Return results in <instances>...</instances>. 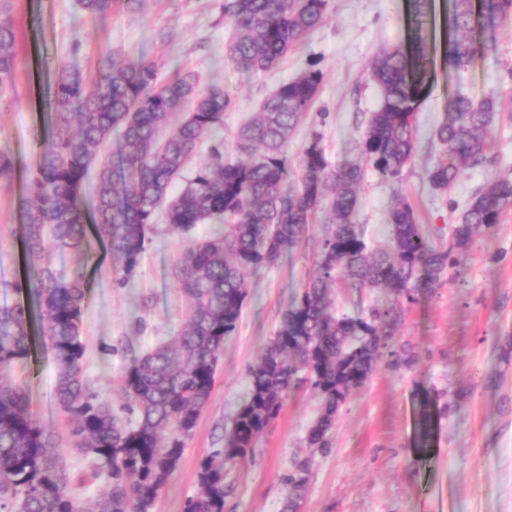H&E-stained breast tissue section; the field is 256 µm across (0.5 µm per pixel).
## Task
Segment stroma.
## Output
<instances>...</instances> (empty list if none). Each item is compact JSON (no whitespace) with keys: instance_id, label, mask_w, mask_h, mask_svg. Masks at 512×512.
Masks as SVG:
<instances>
[{"instance_id":"35a3bbf8","label":"stroma","mask_w":512,"mask_h":512,"mask_svg":"<svg viewBox=\"0 0 512 512\" xmlns=\"http://www.w3.org/2000/svg\"><path fill=\"white\" fill-rule=\"evenodd\" d=\"M222 0H145L134 13L96 18L79 0H11L17 31L15 82L0 106V152L15 165L0 179V305L18 299L12 284L21 275V243L26 169L35 160L36 139L52 131L50 90L59 64L93 75L102 53L126 60L142 58L164 73H198L205 84L224 89L233 102L224 114L218 140L235 158V134L281 83L310 68L324 74L308 118L288 142L299 161L313 137H320L334 163L357 159L367 118L378 103L371 65L383 51L410 45L421 24L434 45L439 0H333L324 22L310 31L269 71L250 73L229 57L233 29L225 23ZM174 38L160 42L157 31ZM78 53H71L72 44ZM487 49L463 77L435 65L427 78L417 118L416 156L403 173L401 190L415 209L424 232L449 239L457 215L449 200L465 202L488 181L512 179V120L494 127L489 164L467 168L459 182L441 194L426 180L438 151L430 137L443 118L456 85L479 97L491 88L512 91V23L497 26ZM393 188L367 172L357 221L377 247L389 238ZM323 221L305 242L279 263L248 280V297L216 372L211 397L185 440L183 455L169 475L155 512H184L198 490L202 457L222 447L229 417L244 400L247 369L259 359L276 332L293 294L317 269ZM181 236L158 220L152 241L125 285L112 255L98 250L89 266L92 281L82 336L84 374L102 397H110L123 365L121 352L147 350L172 340L184 329L188 302L172 270L182 249ZM410 343L415 362L396 368L381 362L368 382L350 393L329 433L326 451L309 448L306 433L317 419L320 398L309 388L293 392L259 438L253 458L227 467L225 512H282L288 496L285 477L293 463L309 459L310 477L299 512H512V209L499 224L480 230L460 257L457 271L444 275L417 304L406 306L395 332ZM34 416L53 431L60 464L82 503L92 505L106 488L86 456L67 438V423L56 402L57 370L49 339L37 344L33 367L15 370ZM423 384L446 409L435 421L432 447H415L416 384Z\"/></svg>"}]
</instances>
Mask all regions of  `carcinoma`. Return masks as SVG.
I'll return each instance as SVG.
<instances>
[{"instance_id":"1","label":"carcinoma","mask_w":512,"mask_h":512,"mask_svg":"<svg viewBox=\"0 0 512 512\" xmlns=\"http://www.w3.org/2000/svg\"><path fill=\"white\" fill-rule=\"evenodd\" d=\"M144 0H81L87 13L105 18L134 12ZM331 0H223L222 12L235 30L230 58L250 72L273 68L288 50L320 25ZM9 9L0 5V98L14 84L16 35ZM512 19V0H455L448 19L444 63L466 69L482 50L475 32L484 22ZM433 60L421 47H396L372 64L379 90L359 143V158L333 164L315 136L299 160L292 183L287 144L311 111L323 73L310 69L282 83L237 133L239 157L213 158L191 183L167 198L170 185L196 155L202 141L224 127L231 98L202 86L199 75L175 70L165 76L144 59L101 55L92 83L67 64L54 81V132L35 142V161L26 171L25 274L12 288L38 308L41 331L51 339L57 367L56 399L69 419L73 447L105 476L106 492L91 509L69 490L59 467L56 440L30 411L25 387L4 382L34 355L33 314L17 301L0 306V512H154L156 501L184 451L185 439L210 399L224 341L236 330L248 296L247 278L276 265L308 237L324 214L326 230L317 274L295 293L279 328L259 361L249 366L243 402L224 433V447L199 464L198 492L184 512H224V470L253 455L258 438L288 395L307 385L321 399V412L307 432L308 447H329L328 433L351 391L366 384L379 362L410 366L412 346L396 341L394 329L405 305L456 267L476 229L500 221L512 207V181L496 179L475 191L461 208L451 241L436 243L418 224L400 186L404 168L419 143L420 77ZM512 97L492 90L476 99L458 91L431 139L441 147L427 169L430 188L444 193L467 167L487 161L496 114ZM396 186L388 215L387 244L373 247L356 224L365 168ZM96 172L97 203L90 217L82 186ZM174 231L221 224L214 236L191 239L174 267L188 301L187 327L170 343L124 351L116 398L100 399L83 369V313L91 295L85 267L93 241L109 248L124 274L133 273L150 243L158 209ZM73 252L79 267L53 264L55 251ZM355 290L353 312L337 314L338 281ZM390 297L386 306L363 305V292ZM434 401L419 396L415 446H432ZM309 460L296 461L286 477L283 512H299Z\"/></svg>"}]
</instances>
